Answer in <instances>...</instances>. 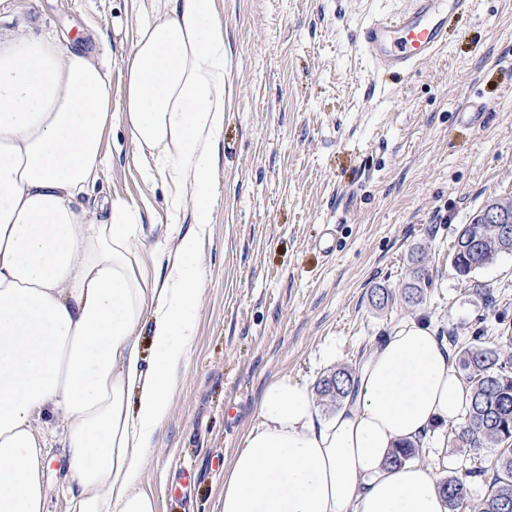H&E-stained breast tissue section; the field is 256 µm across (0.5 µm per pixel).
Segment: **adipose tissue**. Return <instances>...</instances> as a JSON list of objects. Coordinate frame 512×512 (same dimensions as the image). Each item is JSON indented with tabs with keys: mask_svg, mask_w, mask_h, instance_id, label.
Wrapping results in <instances>:
<instances>
[{
	"mask_svg": "<svg viewBox=\"0 0 512 512\" xmlns=\"http://www.w3.org/2000/svg\"><path fill=\"white\" fill-rule=\"evenodd\" d=\"M125 70L123 120L150 155L142 178L168 181L173 213L192 211L188 230L151 245L138 209L115 198L102 217L83 202L109 160L105 64L56 37L0 31V512H48L56 440L72 512H158L141 482L202 309L224 129L214 0L140 7ZM469 402L448 341L419 317L373 345L332 414L274 376L224 465L221 512H448L430 462L387 456Z\"/></svg>",
	"mask_w": 512,
	"mask_h": 512,
	"instance_id": "1",
	"label": "adipose tissue"
}]
</instances>
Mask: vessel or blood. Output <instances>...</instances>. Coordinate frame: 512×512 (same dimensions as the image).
Returning a JSON list of instances; mask_svg holds the SVG:
<instances>
[{
	"instance_id": "1",
	"label": "vessel or blood",
	"mask_w": 512,
	"mask_h": 512,
	"mask_svg": "<svg viewBox=\"0 0 512 512\" xmlns=\"http://www.w3.org/2000/svg\"><path fill=\"white\" fill-rule=\"evenodd\" d=\"M475 0H406L379 12L357 30L359 48L374 73L410 74L421 60L444 49V33L456 15L473 12Z\"/></svg>"
}]
</instances>
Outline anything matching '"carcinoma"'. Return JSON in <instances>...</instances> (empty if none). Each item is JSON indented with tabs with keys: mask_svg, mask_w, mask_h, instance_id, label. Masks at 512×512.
Listing matches in <instances>:
<instances>
[{
	"mask_svg": "<svg viewBox=\"0 0 512 512\" xmlns=\"http://www.w3.org/2000/svg\"><path fill=\"white\" fill-rule=\"evenodd\" d=\"M509 252H512V238L499 236L484 227L479 213L456 231L451 265L460 279L468 281L498 255ZM430 285L424 256L417 252L412 257V267L402 288L405 302L420 303L425 288ZM483 337L484 333L478 332L473 342L458 354L472 400L464 424L456 434L476 456L486 448L496 449L491 491L473 512H512V335L499 337L498 345L494 347L484 345ZM354 377L355 369L340 366L319 380L317 393L337 408L352 391ZM419 447L418 443H403L391 451L388 463L400 466L416 458ZM484 473L485 469L474 466L440 483L448 512H467L468 481Z\"/></svg>",
	"mask_w": 512,
	"mask_h": 512,
	"instance_id": "obj_1",
	"label": "carcinoma"
}]
</instances>
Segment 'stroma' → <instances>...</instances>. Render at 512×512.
Segmentation results:
<instances>
[{
	"instance_id": "stroma-1",
	"label": "stroma",
	"mask_w": 512,
	"mask_h": 512,
	"mask_svg": "<svg viewBox=\"0 0 512 512\" xmlns=\"http://www.w3.org/2000/svg\"><path fill=\"white\" fill-rule=\"evenodd\" d=\"M132 0H25L0 27L28 26L105 60L110 156L86 197L137 208L151 240L171 235L170 189L144 184L121 115ZM400 0H215L224 25V131L202 254L204 302L171 416L142 486L159 512H220L222 463L257 421L275 375L315 386L358 365L419 313L466 342L512 326V253L478 270L497 304L473 296L448 258L455 231L488 200L512 197V0H479L447 45L402 81H378L355 31ZM332 232L324 258L312 240ZM421 249L433 284L416 307L376 308ZM196 479L180 486L181 465Z\"/></svg>"
}]
</instances>
